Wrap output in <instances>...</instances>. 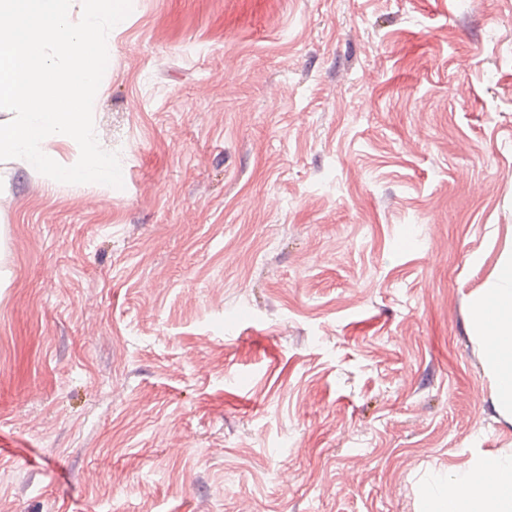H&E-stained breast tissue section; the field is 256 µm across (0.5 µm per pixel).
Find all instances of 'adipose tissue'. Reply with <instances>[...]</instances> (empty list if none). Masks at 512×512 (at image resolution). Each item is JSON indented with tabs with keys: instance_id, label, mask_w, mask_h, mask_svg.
<instances>
[{
	"instance_id": "adipose-tissue-1",
	"label": "adipose tissue",
	"mask_w": 512,
	"mask_h": 512,
	"mask_svg": "<svg viewBox=\"0 0 512 512\" xmlns=\"http://www.w3.org/2000/svg\"><path fill=\"white\" fill-rule=\"evenodd\" d=\"M473 324L484 343L485 371L501 406L512 412V263L478 299ZM425 512H512V454H475L466 470L431 489Z\"/></svg>"
}]
</instances>
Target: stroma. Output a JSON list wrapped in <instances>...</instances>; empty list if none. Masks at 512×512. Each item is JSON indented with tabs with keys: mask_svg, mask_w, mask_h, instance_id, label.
Segmentation results:
<instances>
[{
	"mask_svg": "<svg viewBox=\"0 0 512 512\" xmlns=\"http://www.w3.org/2000/svg\"><path fill=\"white\" fill-rule=\"evenodd\" d=\"M122 188L0 161V512H423L512 450V0H133ZM473 324L485 349L484 367L495 382L498 400L512 412V262L501 268L498 284L479 298Z\"/></svg>",
	"mask_w": 512,
	"mask_h": 512,
	"instance_id": "35a3bbf8",
	"label": "stroma"
}]
</instances>
